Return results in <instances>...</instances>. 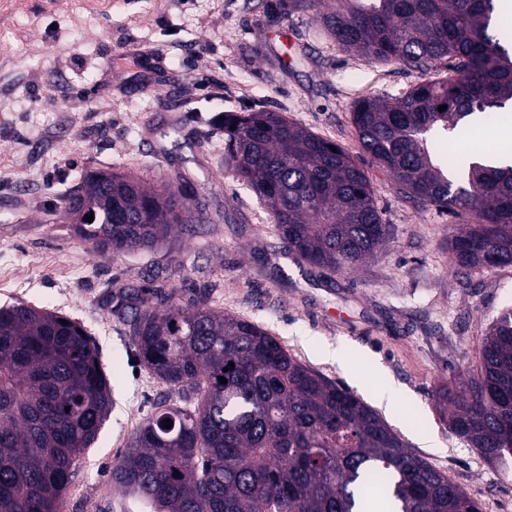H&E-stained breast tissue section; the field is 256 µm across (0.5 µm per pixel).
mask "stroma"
Returning <instances> with one entry per match:
<instances>
[{"label": "stroma", "mask_w": 512, "mask_h": 512, "mask_svg": "<svg viewBox=\"0 0 512 512\" xmlns=\"http://www.w3.org/2000/svg\"><path fill=\"white\" fill-rule=\"evenodd\" d=\"M286 0H0V305L79 322L96 341L112 409L73 467L61 512H147L112 465L162 401L182 404L137 357L125 287L207 302L268 331L349 388L448 474L482 512H512V472L449 429L435 392L477 366L512 305V265L452 271L457 220L400 193L360 149L363 97L394 98L428 71L369 60ZM268 109L345 148L363 168L390 242L342 274L295 261L273 218L225 164L223 112ZM179 176L195 219L152 250L92 252L60 209L84 175ZM343 346L341 359L327 348Z\"/></svg>", "instance_id": "1"}]
</instances>
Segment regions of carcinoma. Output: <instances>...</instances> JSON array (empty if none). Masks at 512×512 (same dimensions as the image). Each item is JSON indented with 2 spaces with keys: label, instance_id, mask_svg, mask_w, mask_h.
Segmentation results:
<instances>
[{
  "label": "carcinoma",
  "instance_id": "obj_1",
  "mask_svg": "<svg viewBox=\"0 0 512 512\" xmlns=\"http://www.w3.org/2000/svg\"><path fill=\"white\" fill-rule=\"evenodd\" d=\"M494 0H348L322 29L368 59L448 77L351 110L361 150L406 197L446 210L456 272L512 265V165L481 152L467 168L443 144L487 111L512 105V52L491 34ZM444 105L446 109L438 110ZM225 163L270 208L288 252L353 271L389 240L364 171L341 146L279 112L223 115ZM94 213L76 225L93 250L150 248L189 223L180 177L157 186L94 171L61 201ZM144 367L184 405L157 404L112 467V483L156 512H481L349 389L295 359L274 336L200 302L128 293ZM24 302L0 307V512H60L77 458L112 406L97 348L76 322ZM227 383L222 384L219 378ZM452 433L512 458V309L482 338L466 380L440 389ZM172 427L164 428L166 420Z\"/></svg>",
  "mask_w": 512,
  "mask_h": 512
}]
</instances>
